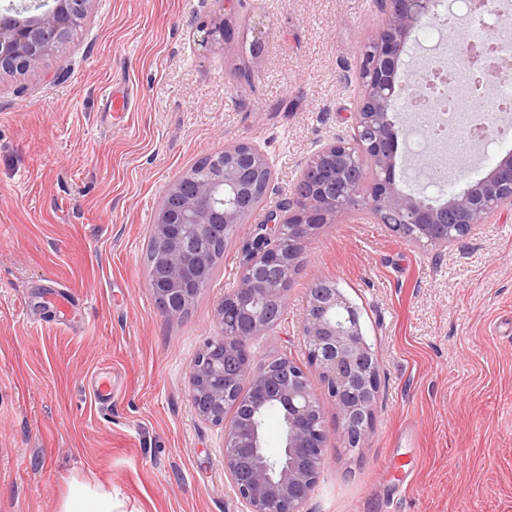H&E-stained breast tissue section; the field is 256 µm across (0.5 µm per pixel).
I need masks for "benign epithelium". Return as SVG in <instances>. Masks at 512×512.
I'll return each instance as SVG.
<instances>
[{
    "label": "benign epithelium",
    "instance_id": "obj_1",
    "mask_svg": "<svg viewBox=\"0 0 512 512\" xmlns=\"http://www.w3.org/2000/svg\"><path fill=\"white\" fill-rule=\"evenodd\" d=\"M92 0H23L0 11V72H31L89 14ZM378 26L363 46L357 72L353 133L320 146L304 163L287 205L267 211L241 246L240 286L215 307L221 335L192 361L188 395L197 415L224 427V470L247 512H305L323 467L325 409L308 373L286 357L256 361L249 345L281 318L303 248L326 224L366 215L403 241L446 247L469 237L493 214L512 210V153L481 179L440 203L395 186V103L426 100L401 79L413 35L439 18L437 0H376ZM458 39L461 63L480 69L478 49ZM272 165L256 145L226 146L173 180L151 228L155 252L148 287L162 312L182 315L209 283L213 246L231 241L262 204ZM301 335L342 423L345 447H364L378 397L379 362L367 343L360 309L336 283L308 288ZM282 422L281 451L268 455L262 417Z\"/></svg>",
    "mask_w": 512,
    "mask_h": 512
}]
</instances>
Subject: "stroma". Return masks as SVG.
Segmentation results:
<instances>
[{"mask_svg":"<svg viewBox=\"0 0 512 512\" xmlns=\"http://www.w3.org/2000/svg\"><path fill=\"white\" fill-rule=\"evenodd\" d=\"M224 19V42L200 27ZM374 0H93L35 72L0 73V512H58L72 479L124 512H246L222 427L196 414L189 365L219 335L239 284L237 242L287 203L320 145L352 132L358 49ZM395 179L410 181L418 121L399 112ZM242 141L275 176L209 285L180 317L148 286L147 244L171 182ZM362 313L379 363L365 446L348 451L300 334L314 279ZM70 297L68 313L50 293ZM256 360L307 369L326 408L307 512H512V210L423 250L349 216L309 241ZM112 382L100 405L92 378Z\"/></svg>","mask_w":512,"mask_h":512,"instance_id":"obj_1","label":"stroma"}]
</instances>
